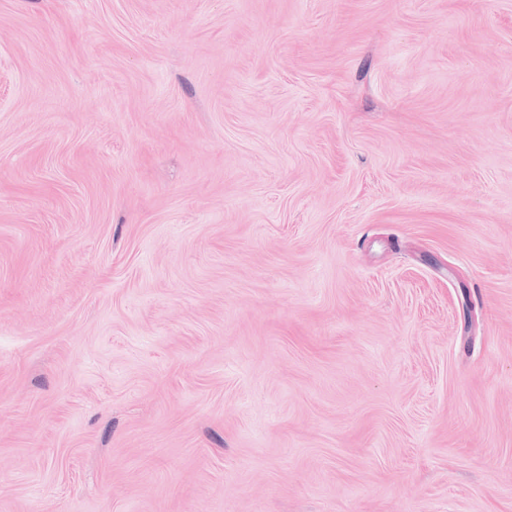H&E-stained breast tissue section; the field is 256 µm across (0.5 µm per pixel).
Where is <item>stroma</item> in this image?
<instances>
[{"instance_id": "obj_1", "label": "stroma", "mask_w": 512, "mask_h": 512, "mask_svg": "<svg viewBox=\"0 0 512 512\" xmlns=\"http://www.w3.org/2000/svg\"><path fill=\"white\" fill-rule=\"evenodd\" d=\"M0 512H512V0H0Z\"/></svg>"}]
</instances>
